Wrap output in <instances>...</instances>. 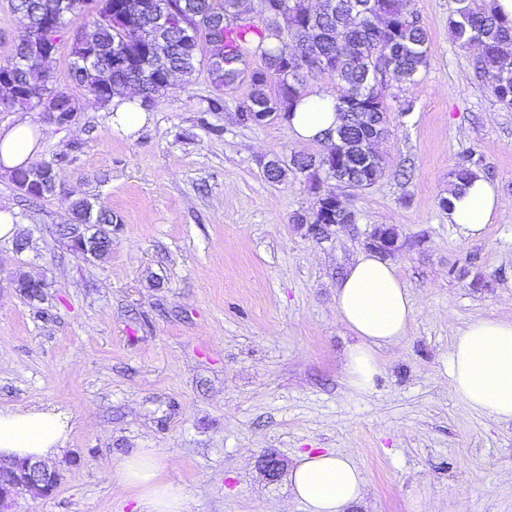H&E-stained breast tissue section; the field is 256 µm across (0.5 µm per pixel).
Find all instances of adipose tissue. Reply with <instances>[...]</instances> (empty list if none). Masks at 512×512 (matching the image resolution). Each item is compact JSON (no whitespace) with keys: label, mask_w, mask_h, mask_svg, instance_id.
Masks as SVG:
<instances>
[{"label":"adipose tissue","mask_w":512,"mask_h":512,"mask_svg":"<svg viewBox=\"0 0 512 512\" xmlns=\"http://www.w3.org/2000/svg\"><path fill=\"white\" fill-rule=\"evenodd\" d=\"M335 106L328 94L305 96L288 123L294 138L303 143L321 140L339 122ZM110 109L113 130L125 136L148 120L135 94L114 96ZM40 150L41 132L31 123L0 128V174L31 162ZM504 208L496 186L478 172L466 193L453 199L448 221L477 239ZM336 312L357 339L346 356L347 380L357 390L371 389L378 373L377 348L405 336L413 316L396 265L373 253L360 255L337 287ZM449 364L452 388L468 408L512 421V320L487 318L469 324L455 337ZM67 434L63 416L55 411L0 408V460H47L64 449ZM113 482L119 490L137 491L142 512L183 510L182 490L162 478L154 449L119 460ZM289 488L306 512H345L362 498L365 484L350 457L307 452L292 467Z\"/></svg>","instance_id":"1"}]
</instances>
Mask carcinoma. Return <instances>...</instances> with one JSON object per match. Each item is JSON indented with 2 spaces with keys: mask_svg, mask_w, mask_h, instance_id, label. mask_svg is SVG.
Segmentation results:
<instances>
[{
  "mask_svg": "<svg viewBox=\"0 0 512 512\" xmlns=\"http://www.w3.org/2000/svg\"><path fill=\"white\" fill-rule=\"evenodd\" d=\"M112 3L113 24L89 20L69 39L64 37L66 19L58 18L60 0H10L11 10L22 22L12 58L0 63V71L12 72L16 84L29 91L41 78L43 46L49 42L66 47L71 83L87 88L106 107L112 97L134 87L146 106L169 86L176 75L191 77L202 59L208 73L221 88L236 82L247 55L260 54L263 67L253 71L246 100L238 111L246 113L242 125H262L284 118L305 96L304 79L293 70L327 72L345 88L336 100L342 121L323 141L316 155L292 156L289 161L274 157L264 163L263 173L272 182L285 177L290 167L305 174L313 189L322 179L336 185L350 184L362 190L384 172L383 159L375 144L388 133L387 97L382 90L397 83L400 91L415 83L429 63L430 42L413 0H357L358 12L347 13L338 0L334 7L324 4L311 9L306 0H288L289 14L280 13L282 0H266V12L246 17L235 10L237 0H150L154 11L174 18L157 29L150 22L131 19L124 13L123 0ZM448 26L462 47L482 46L474 67L479 78L488 81L492 94L503 105H512V57L502 52L512 43V21L472 6V0H455ZM197 25V35H183V22ZM289 39L300 52L290 55L271 45ZM92 53L98 62L76 65ZM7 107L21 111L50 112L57 107L79 109L78 101L66 87L53 85L38 97L28 94ZM53 161H36L13 170L11 182L29 199L37 201L56 190ZM484 170L482 159L472 151L464 154L452 173L450 193H458L469 182L473 170ZM313 209L322 224H350L352 217L336 212L332 193H319ZM69 224H87L101 231L114 223L112 209L86 197L70 206Z\"/></svg>",
  "mask_w": 512,
  "mask_h": 512,
  "instance_id": "carcinoma-1",
  "label": "carcinoma"
}]
</instances>
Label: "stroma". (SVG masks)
Returning <instances> with one entry per match:
<instances>
[{
    "mask_svg": "<svg viewBox=\"0 0 512 512\" xmlns=\"http://www.w3.org/2000/svg\"><path fill=\"white\" fill-rule=\"evenodd\" d=\"M415 4L431 53L408 92L413 109L391 110L384 175L340 190L356 221L322 240L292 221L315 201L304 175L273 183L259 165L322 145L297 142L279 119L239 125L247 80L219 89L200 69L126 137L70 85L60 51L49 67L81 104L75 121L60 128L0 105V126L38 125L40 159L57 162L55 193L35 205L0 176V210L27 241L0 242V407L52 408L69 426L50 462L56 490L10 512H140L135 493L114 490L112 469L143 448L182 487L183 512H304L260 458L289 467L327 451L363 474L349 512H512V422L467 408L448 376L467 325L512 320V109L476 77V50L454 41V0ZM217 97L223 112L208 111ZM466 150L508 204L478 239L439 206ZM79 196L118 218L105 258L74 254L58 233ZM380 225L398 234L390 258L414 319L378 348L379 373L360 392L343 369L354 338L336 288ZM22 277L46 279L42 301L19 292Z\"/></svg>",
    "mask_w": 512,
    "mask_h": 512,
    "instance_id": "1",
    "label": "stroma"
}]
</instances>
